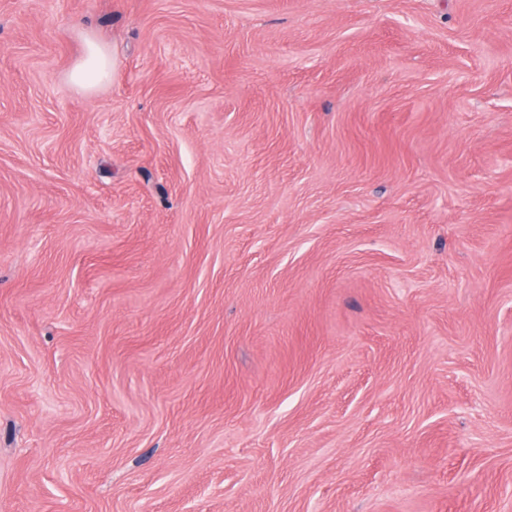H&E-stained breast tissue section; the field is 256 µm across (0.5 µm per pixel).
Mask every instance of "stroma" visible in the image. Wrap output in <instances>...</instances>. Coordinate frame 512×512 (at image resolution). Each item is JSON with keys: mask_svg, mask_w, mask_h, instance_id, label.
Here are the masks:
<instances>
[{"mask_svg": "<svg viewBox=\"0 0 512 512\" xmlns=\"http://www.w3.org/2000/svg\"><path fill=\"white\" fill-rule=\"evenodd\" d=\"M0 512H512V0H0ZM117 61L113 51L88 40L85 54L77 61L69 72V79L75 86L92 90L105 78L113 77Z\"/></svg>", "mask_w": 512, "mask_h": 512, "instance_id": "stroma-1", "label": "stroma"}]
</instances>
